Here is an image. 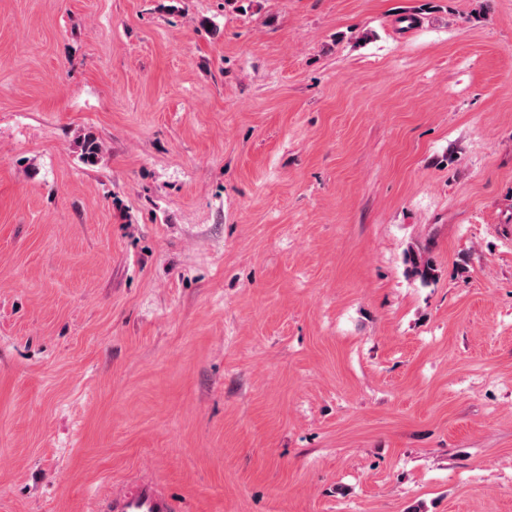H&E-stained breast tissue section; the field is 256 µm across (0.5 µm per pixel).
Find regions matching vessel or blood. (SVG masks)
I'll use <instances>...</instances> for the list:
<instances>
[{
  "label": "vessel or blood",
  "mask_w": 512,
  "mask_h": 512,
  "mask_svg": "<svg viewBox=\"0 0 512 512\" xmlns=\"http://www.w3.org/2000/svg\"><path fill=\"white\" fill-rule=\"evenodd\" d=\"M100 512H178V509L158 480L141 474L114 482Z\"/></svg>",
  "instance_id": "b4317fda"
}]
</instances>
